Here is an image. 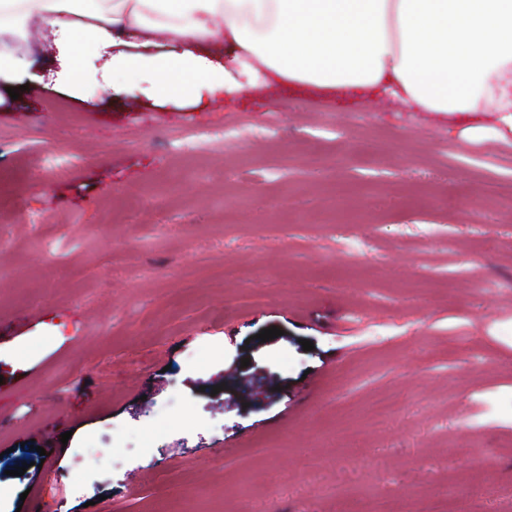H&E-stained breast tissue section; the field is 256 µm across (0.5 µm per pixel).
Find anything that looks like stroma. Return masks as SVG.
Wrapping results in <instances>:
<instances>
[{
    "label": "stroma",
    "mask_w": 512,
    "mask_h": 512,
    "mask_svg": "<svg viewBox=\"0 0 512 512\" xmlns=\"http://www.w3.org/2000/svg\"><path fill=\"white\" fill-rule=\"evenodd\" d=\"M498 124L0 95L8 512H512V138L469 132Z\"/></svg>",
    "instance_id": "35a3bbf8"
}]
</instances>
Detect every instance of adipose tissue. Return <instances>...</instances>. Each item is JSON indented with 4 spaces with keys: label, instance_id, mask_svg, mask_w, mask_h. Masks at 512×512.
<instances>
[{
    "label": "adipose tissue",
    "instance_id": "adipose-tissue-1",
    "mask_svg": "<svg viewBox=\"0 0 512 512\" xmlns=\"http://www.w3.org/2000/svg\"><path fill=\"white\" fill-rule=\"evenodd\" d=\"M33 27L75 99L203 108L276 81L381 93L415 112H495L512 133V0H0V88L39 82Z\"/></svg>",
    "mask_w": 512,
    "mask_h": 512
}]
</instances>
